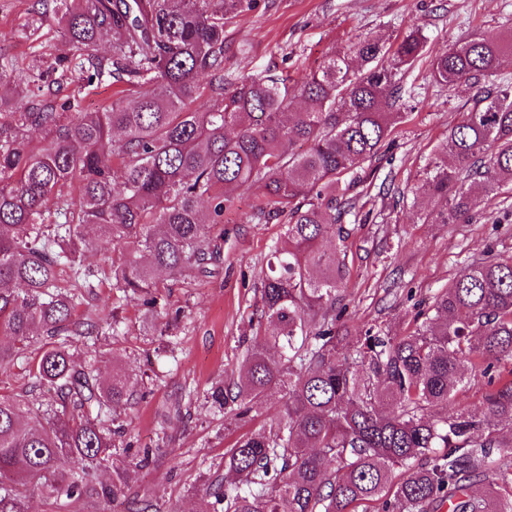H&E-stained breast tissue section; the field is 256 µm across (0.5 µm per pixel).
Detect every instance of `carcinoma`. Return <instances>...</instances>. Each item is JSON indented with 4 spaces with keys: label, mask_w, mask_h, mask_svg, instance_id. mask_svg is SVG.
Masks as SVG:
<instances>
[{
    "label": "carcinoma",
    "mask_w": 512,
    "mask_h": 512,
    "mask_svg": "<svg viewBox=\"0 0 512 512\" xmlns=\"http://www.w3.org/2000/svg\"><path fill=\"white\" fill-rule=\"evenodd\" d=\"M253 0H53L77 68L138 87L98 111L77 101L57 111L24 105L0 120V365L41 327L47 342L33 378L55 389L53 406L0 395V512H28L27 497L89 503L125 496L149 463L113 456L124 425L115 418L141 382L117 369L103 382L75 364L76 337L95 324L73 319L83 256L119 249L112 287L157 309L155 273L204 266L217 247L208 224L224 222L231 193L260 185L256 218L284 224L270 251L257 322L259 348L214 405L247 416L273 389L282 418L240 437L224 453L238 485L211 484L197 512H512V254H487L435 294L407 333L336 327L345 260L338 208L404 118L409 92L397 76L423 55L417 28L390 51L370 36L332 52L300 85L279 74L224 77V27ZM112 52L100 54L101 35ZM512 62V41L472 34L436 55L430 77L453 87L491 81ZM209 78L202 97L199 77ZM0 59V81L44 80ZM44 134L38 150L29 132ZM77 185V195L63 194ZM512 186V86L482 91L423 173L417 190L445 207L442 224L471 219L476 201ZM94 226L98 235L87 237ZM490 386L479 416L437 409L469 379ZM444 452H439V449ZM80 465L81 473L74 472ZM112 483L98 481L103 465ZM399 481L393 480L395 471Z\"/></svg>",
    "instance_id": "cac0c4a2"
}]
</instances>
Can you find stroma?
<instances>
[{
  "mask_svg": "<svg viewBox=\"0 0 512 512\" xmlns=\"http://www.w3.org/2000/svg\"><path fill=\"white\" fill-rule=\"evenodd\" d=\"M44 0H0V56L23 69L67 54L56 21L30 31L26 23ZM427 37L426 55L404 72L405 86L417 96L405 122L391 134L392 146L366 164L352 191L355 210L343 223L346 285L339 292L347 311L349 335L368 327L414 330L418 305L446 288L467 263L487 248L512 253V194L479 203L470 222L430 220L429 199L416 194L424 170L473 103L479 85L453 88L429 77V59L471 34H512V0H256L224 28V72L266 74L288 71L301 83L325 54L372 35L385 45L413 28ZM121 84L87 82L73 75L60 87L16 83L0 88V113L24 103L78 100L88 111L116 100ZM259 187L238 191L223 223L213 225L219 259L207 268L189 267L178 278L157 274L162 307L180 318L160 336L162 320L152 319L140 299L121 297L108 271L116 259L109 251H90L92 271L82 287L74 315L96 329L73 349L76 363L94 364L101 377L113 366L146 372L142 392L121 418L133 448L152 449L155 460L136 474L133 491L152 501L157 512H196V493L212 478L224 476V452L242 434L266 428L281 411L272 394L244 422L215 412L203 394L236 381L257 334L255 314L262 305L270 248L282 225L258 222ZM43 344L34 337L24 359L0 367V394H29L51 401L52 391L33 386L27 363Z\"/></svg>",
  "mask_w": 512,
  "mask_h": 512,
  "instance_id": "1",
  "label": "stroma"
}]
</instances>
